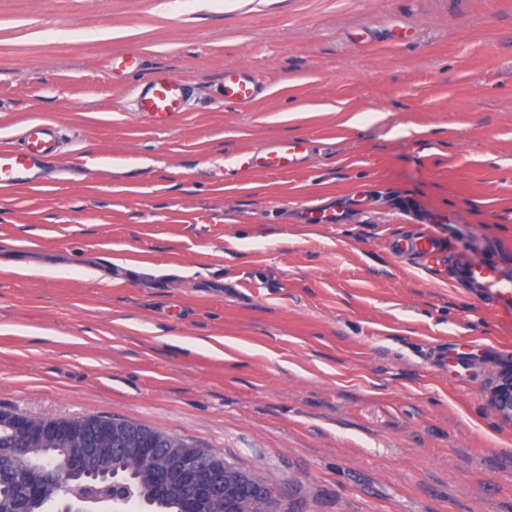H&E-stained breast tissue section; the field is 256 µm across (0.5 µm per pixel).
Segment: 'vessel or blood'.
Here are the masks:
<instances>
[{
    "mask_svg": "<svg viewBox=\"0 0 512 512\" xmlns=\"http://www.w3.org/2000/svg\"><path fill=\"white\" fill-rule=\"evenodd\" d=\"M263 91L259 77L248 67L224 70L223 97L226 102L246 105ZM189 88L169 71H155L134 93L133 109L165 124L189 110ZM59 150L53 121L29 120L22 129L21 145L0 146V189L41 184L44 163ZM311 149L307 140L283 138L270 141L249 154L244 163L256 172L288 171L307 165ZM393 249L420 259L430 273H437L446 254L441 239L431 234L397 238ZM453 281L460 284L493 312H512V271L486 261L482 255H467L452 264Z\"/></svg>",
    "mask_w": 512,
    "mask_h": 512,
    "instance_id": "1",
    "label": "vessel or blood"
}]
</instances>
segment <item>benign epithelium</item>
<instances>
[{"label": "benign epithelium", "instance_id": "benign-epithelium-1", "mask_svg": "<svg viewBox=\"0 0 512 512\" xmlns=\"http://www.w3.org/2000/svg\"><path fill=\"white\" fill-rule=\"evenodd\" d=\"M487 403L501 419L512 423V368L500 373L485 390ZM17 432V456L26 458L35 452L34 441L54 429V425L42 426L44 419L29 415L6 416ZM68 440L73 444L69 449L72 466L80 465L87 458L108 461L112 455L132 452L150 461L158 456L163 459V469L155 476L161 493L179 498L185 512H202L205 504L221 502L224 512H242L241 500L249 494L256 502L263 504L265 512H285L281 507L282 495L273 484L259 483L253 475L228 463L217 469L213 462L214 453L196 448H155V436L140 430H127L122 442H134L139 447L114 448L109 435H94L74 426H66ZM83 486L65 477L58 484L57 500L65 504L70 512H84V503L97 499L102 503L100 512H128L134 504V491L112 478L100 479L97 485Z\"/></svg>", "mask_w": 512, "mask_h": 512}]
</instances>
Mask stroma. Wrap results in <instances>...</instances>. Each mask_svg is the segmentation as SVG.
I'll return each instance as SVG.
<instances>
[{"instance_id":"1","label":"stroma","mask_w":512,"mask_h":512,"mask_svg":"<svg viewBox=\"0 0 512 512\" xmlns=\"http://www.w3.org/2000/svg\"><path fill=\"white\" fill-rule=\"evenodd\" d=\"M238 64L247 106L218 95ZM157 67L195 90L165 129L131 110ZM32 117L60 152L0 194V409L169 431L291 512H512L483 394L512 313L387 247L512 269V0H0V144ZM285 136L307 167H239ZM263 91L260 78L246 66L226 67L224 70V102L246 105ZM392 247L400 253L409 254L420 259L422 265L431 273L441 272L439 265L446 250L441 239L431 234L402 236L392 242Z\"/></svg>"}]
</instances>
